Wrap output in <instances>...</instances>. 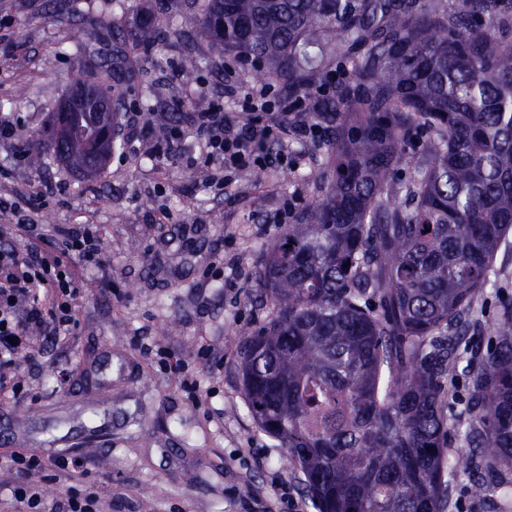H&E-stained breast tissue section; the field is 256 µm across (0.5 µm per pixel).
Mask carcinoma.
<instances>
[{
	"instance_id": "carcinoma-1",
	"label": "carcinoma",
	"mask_w": 512,
	"mask_h": 512,
	"mask_svg": "<svg viewBox=\"0 0 512 512\" xmlns=\"http://www.w3.org/2000/svg\"><path fill=\"white\" fill-rule=\"evenodd\" d=\"M178 24L297 98L327 60L350 64L308 112L329 133L326 177L262 259L273 313L238 355L252 418L288 448L317 512H442V405L461 376L471 458L512 470V307L485 348L467 319L512 234V0H205ZM88 81L123 99L103 64L68 96ZM100 124L58 106L34 161L101 174L112 143L86 138ZM493 482L512 499L488 468L472 496Z\"/></svg>"
}]
</instances>
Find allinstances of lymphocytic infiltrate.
Segmentation results:
<instances>
[{
  "instance_id": "lymphocytic-infiltrate-1",
  "label": "lymphocytic infiltrate",
  "mask_w": 512,
  "mask_h": 512,
  "mask_svg": "<svg viewBox=\"0 0 512 512\" xmlns=\"http://www.w3.org/2000/svg\"><path fill=\"white\" fill-rule=\"evenodd\" d=\"M196 119L201 154L221 167L212 182L222 183L225 169L254 165L247 151L252 125L234 126L213 107L198 112ZM2 211L18 214L13 232L24 240L25 252L0 248V405L20 391L16 369L21 357L35 356L34 335L58 347L67 345L77 323L80 294L71 263L100 265L103 250L99 235L88 225L58 229L51 238L43 225L22 217L18 202L0 197Z\"/></svg>"
}]
</instances>
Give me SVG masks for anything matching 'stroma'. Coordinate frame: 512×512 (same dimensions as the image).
<instances>
[{
  "label": "stroma",
  "mask_w": 512,
  "mask_h": 512,
  "mask_svg": "<svg viewBox=\"0 0 512 512\" xmlns=\"http://www.w3.org/2000/svg\"><path fill=\"white\" fill-rule=\"evenodd\" d=\"M201 0H7L0 7V113L20 142L0 145V195L29 201L27 217L47 229L87 224L103 242V264L82 271L84 289L70 343L36 337L35 362H21L22 389L0 406V512H27L17 488L47 501L93 497L100 512H279L282 495L316 512L304 475L280 441L250 415L238 373L244 336L267 321L258 270L287 225L302 223L317 196L325 150L289 137L288 154L264 169L229 173L224 186L196 146L194 101L206 99L245 124L254 62L214 49L200 29L173 16L197 14ZM162 35L131 39L143 21ZM125 32L122 40L113 31ZM194 67H186V57ZM120 58L131 88L117 146L98 177L75 174L32 152L45 124L88 62ZM176 156L158 154L170 130ZM173 215L157 223L159 212ZM495 287L477 298L474 344H490L499 305L512 301V236L493 263ZM449 466L444 512H501L496 487L469 493L467 416L448 396ZM45 460L19 471L15 451ZM79 456L82 474L64 476L49 459Z\"/></svg>",
  "instance_id": "stroma-1"
}]
</instances>
